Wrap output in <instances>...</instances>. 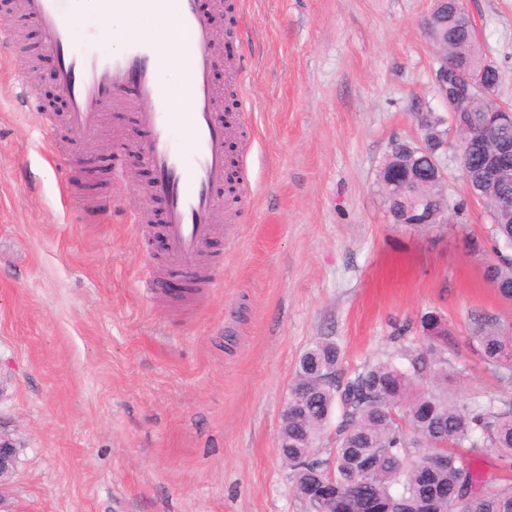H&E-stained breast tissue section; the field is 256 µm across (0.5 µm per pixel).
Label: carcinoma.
I'll return each mask as SVG.
<instances>
[{"label": "carcinoma", "mask_w": 512, "mask_h": 512, "mask_svg": "<svg viewBox=\"0 0 512 512\" xmlns=\"http://www.w3.org/2000/svg\"><path fill=\"white\" fill-rule=\"evenodd\" d=\"M432 36L448 45V58L470 73L481 71L486 51L463 0H448L437 15ZM486 158L469 157L466 182L480 188L493 236V258L486 266L498 294L512 301V184L480 181ZM394 216L420 201L436 209L441 198L409 188L394 197L379 187ZM473 337L481 359L499 380L512 386V323L484 312L471 314ZM340 351L329 339L309 348L290 390L288 415L282 418L279 454L290 470L305 512H325L309 488L316 478L336 481V512H512V485L484 486L456 447L463 442L492 452L501 467L512 469V397L470 405L448 393L428 391L419 382L431 375L448 383V360L433 341L419 351L408 346L401 367L386 355L339 375ZM341 410L336 447H319L334 406Z\"/></svg>", "instance_id": "obj_1"}]
</instances>
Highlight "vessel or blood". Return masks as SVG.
Listing matches in <instances>:
<instances>
[{
  "label": "vessel or blood",
  "instance_id": "vessel-or-blood-1",
  "mask_svg": "<svg viewBox=\"0 0 512 512\" xmlns=\"http://www.w3.org/2000/svg\"><path fill=\"white\" fill-rule=\"evenodd\" d=\"M212 0H112L113 11L136 16L151 12L174 18L184 74L180 81H161L168 59L152 39L122 36V48L104 52L101 32L80 33L82 0H0V48L11 49L14 34L36 26L42 45L58 59L56 80L67 101L72 139L97 133L108 106L130 113L133 126L116 147V158L135 157L153 173L148 198L161 200L160 212L141 209L131 223L159 227L167 241L163 266H144L140 282L154 291L165 275L182 276L189 288L213 287L224 264L207 254L225 212V142L236 132L216 110L218 91L210 74L217 53L207 14L223 9ZM187 97L190 111L174 102ZM78 207L91 216L113 208L111 197L87 187L74 193Z\"/></svg>",
  "mask_w": 512,
  "mask_h": 512
}]
</instances>
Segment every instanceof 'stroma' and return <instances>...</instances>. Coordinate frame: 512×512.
I'll return each mask as SVG.
<instances>
[{
  "label": "stroma",
  "mask_w": 512,
  "mask_h": 512,
  "mask_svg": "<svg viewBox=\"0 0 512 512\" xmlns=\"http://www.w3.org/2000/svg\"><path fill=\"white\" fill-rule=\"evenodd\" d=\"M512 105V0H464ZM431 0H236L224 57L243 59L244 136L232 161L254 193L212 241L224 275L194 302L181 285L137 286L162 263L128 214L151 178L112 148L129 113L72 147L64 114L42 130L18 107L13 76L37 66L39 102L56 96L54 62L27 27L30 54L0 56V427L24 450L7 512H304L277 448L299 360L330 339L349 375L393 353L394 328L447 322L448 388L464 401L505 391L480 360L471 312L512 321L484 270L490 217L458 163L440 157L452 221L420 229L390 219L377 170L415 115L445 113L420 22ZM216 63L213 80L226 88ZM92 160L86 181L116 204L94 223L62 194L46 153Z\"/></svg>",
  "instance_id": "35a3bbf8"
}]
</instances>
